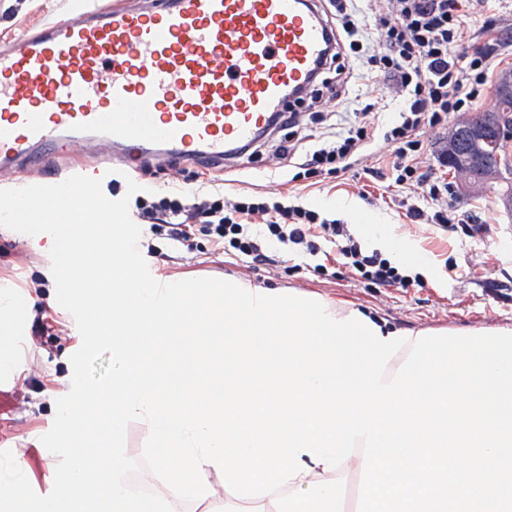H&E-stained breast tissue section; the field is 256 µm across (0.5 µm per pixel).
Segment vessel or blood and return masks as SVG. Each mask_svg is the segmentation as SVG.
I'll list each match as a JSON object with an SVG mask.
<instances>
[{
  "label": "vessel or blood",
  "mask_w": 512,
  "mask_h": 512,
  "mask_svg": "<svg viewBox=\"0 0 512 512\" xmlns=\"http://www.w3.org/2000/svg\"><path fill=\"white\" fill-rule=\"evenodd\" d=\"M335 32L321 0H71L67 17L0 49V170L109 152L79 174L148 153L218 167L248 151L314 83Z\"/></svg>",
  "instance_id": "1"
}]
</instances>
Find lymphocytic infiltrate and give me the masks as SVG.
Instances as JSON below:
<instances>
[{
    "label": "lymphocytic infiltrate",
    "instance_id": "lymphocytic-infiltrate-1",
    "mask_svg": "<svg viewBox=\"0 0 512 512\" xmlns=\"http://www.w3.org/2000/svg\"><path fill=\"white\" fill-rule=\"evenodd\" d=\"M334 22L342 38L338 49L326 61L317 78V87L308 92L318 99L328 90L330 100H340L336 77L345 72L350 54L359 53L380 37L383 52L367 58V76L391 79L403 106L398 120L385 130H377L369 119V108L355 114L350 127L338 137L314 150L304 164L306 174L332 175L351 169L363 159L365 149L376 136L394 144L392 169L398 185L421 190L423 196L439 202L431 221L449 223L444 203L447 183L431 180L421 172L418 159L426 150L423 130L444 126L453 113H464L482 97L488 85L494 44L466 55L457 54L468 24L464 0H393L391 11H383L378 0H331ZM261 217V227H253V217ZM136 223L151 232L166 233L168 239L183 244L195 231L208 234L217 247H230L255 262H266L269 250L292 243L317 254L312 228H320L325 241L336 245L346 265L367 286H408L406 276L378 253H365L347 234L343 224L322 217L317 211L289 204L287 198L273 201L240 197L225 200L223 192L187 195L173 192L161 197L140 196L135 200Z\"/></svg>",
    "mask_w": 512,
    "mask_h": 512
}]
</instances>
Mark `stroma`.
<instances>
[{"mask_svg": "<svg viewBox=\"0 0 512 512\" xmlns=\"http://www.w3.org/2000/svg\"><path fill=\"white\" fill-rule=\"evenodd\" d=\"M69 0H0V42L19 41L31 26L61 14ZM471 37L460 53L473 52L496 39L501 47L489 72L497 80L512 70V0H471ZM348 89L340 106L299 114L298 148L291 158L275 161L268 148L236 158L221 171L199 172L194 167L173 168L157 156L140 162L138 185L162 196L180 190L193 193L210 180L224 184L227 197L266 198L284 192L291 202L321 215L343 219V206L357 205L385 231L414 238L434 269L432 279L420 278L407 288L365 286L343 264L334 244L320 241L319 254L289 245L276 249L272 265L249 263L231 249L215 247L207 236L195 234L178 244L163 235L143 231L140 244L149 269L164 274L191 273L197 277L237 278L267 288H294L327 297L341 296L355 306L372 310L389 326L404 330L490 325H512V215L505 213L498 193L486 189L465 193L459 178L439 166L436 146L444 131L425 130L428 148L419 159L422 170L450 184L448 206L457 225L447 229L413 218L410 207L431 212L434 204L394 182L393 147L377 141L373 154L343 176L317 175L292 182L291 177L320 141L347 128L354 109L371 106L378 125L398 118L401 101L390 84H375L362 76L359 63L346 72ZM19 300L28 352L15 383L0 382V451L22 452L34 475L45 461L33 439L50 425L56 413L54 393L66 375L70 357L79 348L74 320L54 313L55 283L48 249L9 228L0 226V289Z\"/></svg>", "mask_w": 512, "mask_h": 512, "instance_id": "1", "label": "stroma"}]
</instances>
